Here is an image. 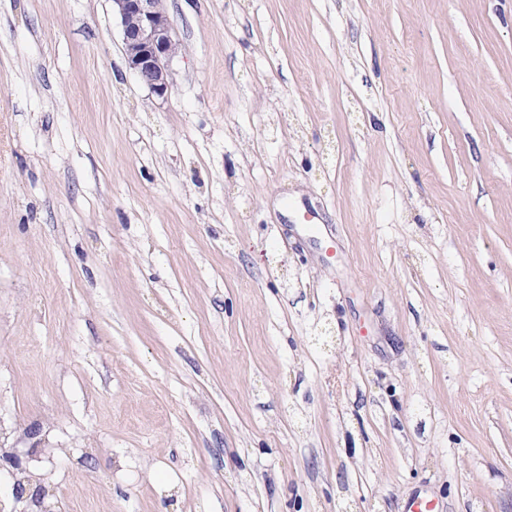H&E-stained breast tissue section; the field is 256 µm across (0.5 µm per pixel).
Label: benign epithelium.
Segmentation results:
<instances>
[{"label": "benign epithelium", "instance_id": "1", "mask_svg": "<svg viewBox=\"0 0 512 512\" xmlns=\"http://www.w3.org/2000/svg\"><path fill=\"white\" fill-rule=\"evenodd\" d=\"M112 13L122 28L129 68L152 94L167 97L172 88L170 62L179 53L180 42L174 36L164 0H112ZM0 461L13 481L14 503L24 505L32 496L46 501L45 487L30 485L34 478L30 463L51 465L54 458L44 456V450L34 445L7 447L0 441Z\"/></svg>", "mask_w": 512, "mask_h": 512}]
</instances>
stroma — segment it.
<instances>
[{"mask_svg":"<svg viewBox=\"0 0 512 512\" xmlns=\"http://www.w3.org/2000/svg\"><path fill=\"white\" fill-rule=\"evenodd\" d=\"M0 0V429L58 512H512V0ZM120 22L127 64L152 94L164 99L172 88L170 62L180 51L163 0H112Z\"/></svg>","mask_w":512,"mask_h":512,"instance_id":"stroma-1","label":"stroma"}]
</instances>
